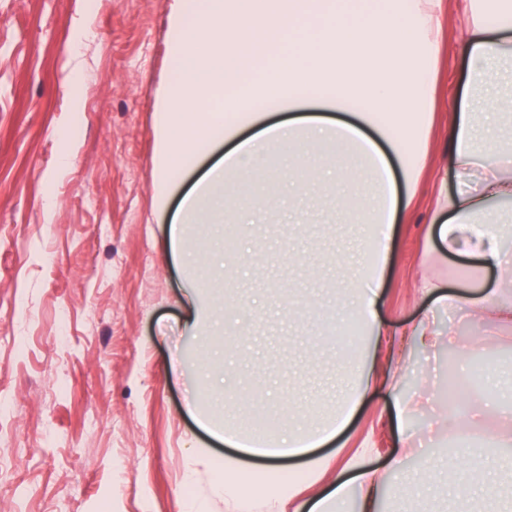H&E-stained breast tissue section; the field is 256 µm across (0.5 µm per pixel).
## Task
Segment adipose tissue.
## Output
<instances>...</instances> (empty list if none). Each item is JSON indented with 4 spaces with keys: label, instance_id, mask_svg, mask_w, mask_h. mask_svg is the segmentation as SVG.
I'll use <instances>...</instances> for the list:
<instances>
[{
    "label": "adipose tissue",
    "instance_id": "1",
    "mask_svg": "<svg viewBox=\"0 0 512 512\" xmlns=\"http://www.w3.org/2000/svg\"><path fill=\"white\" fill-rule=\"evenodd\" d=\"M306 34H293L280 43L271 62L258 68L251 82L237 85L225 66L232 55L225 45L226 27H263L274 24L265 0H173L170 14V50L173 78L158 117L157 196L166 205L182 172L211 145L231 138L244 127L258 126L253 137L225 152L184 196L180 215L169 227V246L177 256L187 255L193 225L210 216L207 201L224 206L226 187L243 186L256 171L279 166L281 149L291 148L289 167L301 171L308 153L333 149V169H320L321 185L335 188L336 205L347 209L345 185L358 190L372 224L373 254L366 260L356 285L352 307L337 304L329 318L354 316L370 331L369 348L385 354L386 379L358 357L345 359L343 370L355 375L356 397L365 396L378 381H385L395 409L399 431H406L413 401L402 388L412 368L404 354L403 339L379 321V271L389 252L392 224L409 223L412 201L400 198L389 170L396 160L406 186H415L424 172H432L434 191L428 214V238L439 255L471 254L477 265L465 269L481 286L473 292L445 294L437 279L424 276L416 290L434 303L464 310L473 320L491 321L500 343L512 344V264L502 247L507 232L497 204L512 202V156L499 146L494 117L512 111V97L503 96L491 83L492 73L512 62V0H457L454 16L458 47L452 63L462 70V89L446 112L447 146L430 159L422 134L435 118L434 71L441 52L438 34L445 20L443 0H412L409 7L394 0H358L356 9L337 10L334 0H305ZM268 95V109L288 108L285 122H268L256 109L259 92ZM350 111V120L327 122L300 115L308 101ZM498 272L495 283L484 282L486 270ZM465 417L449 416V427L478 433L480 447L470 449L466 472L485 476L481 497L495 499V474L512 472V407L497 405L488 393L467 396ZM499 427L488 431L490 419ZM339 426L289 431L267 438L270 464L265 473L277 475L279 456L294 461L295 471L317 474L327 459H307L310 448L331 439ZM497 447L488 455L485 443ZM403 458L386 469L353 458L336 465V483L322 495L304 500L293 512H338L354 500L358 512H379L390 474L406 473Z\"/></svg>",
    "mask_w": 512,
    "mask_h": 512
}]
</instances>
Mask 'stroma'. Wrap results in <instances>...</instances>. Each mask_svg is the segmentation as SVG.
<instances>
[{"label":"stroma","instance_id":"obj_1","mask_svg":"<svg viewBox=\"0 0 512 512\" xmlns=\"http://www.w3.org/2000/svg\"><path fill=\"white\" fill-rule=\"evenodd\" d=\"M171 0H0V512H231L225 458L246 472L249 419L274 433L326 419L348 390L326 310L362 274L366 227L318 187L297 192L260 173L227 190L224 219L191 249L216 271L176 259L156 196L157 126L170 78ZM284 28L234 32L241 77L270 60ZM82 79V97L66 77ZM77 127L61 169V134ZM432 178L414 187L412 223L394 227L378 314L411 327L431 299L417 276L460 287L468 257L426 251ZM223 309L224 333L191 334L187 289ZM440 329L500 350L490 323L442 309ZM404 379L418 408L400 436L392 401L355 403L312 456L406 458L418 482L391 477L381 512H454L448 400L430 397L447 350L411 349ZM240 431L230 448L217 428Z\"/></svg>","mask_w":512,"mask_h":512}]
</instances>
